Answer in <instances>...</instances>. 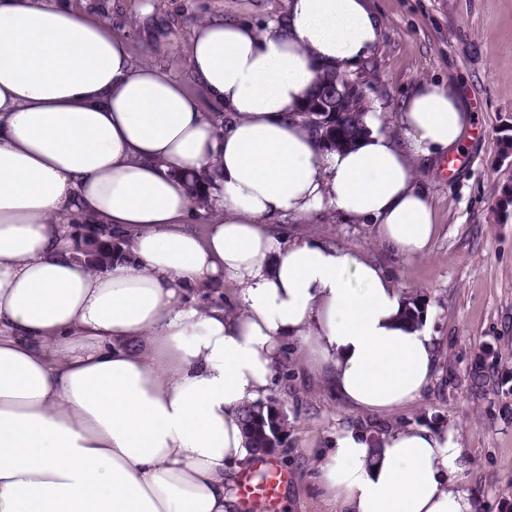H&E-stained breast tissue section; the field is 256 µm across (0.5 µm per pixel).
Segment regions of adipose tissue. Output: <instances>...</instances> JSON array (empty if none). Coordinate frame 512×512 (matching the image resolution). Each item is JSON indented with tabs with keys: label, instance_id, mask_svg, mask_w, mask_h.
Wrapping results in <instances>:
<instances>
[{
	"label": "adipose tissue",
	"instance_id": "ef3b65f1",
	"mask_svg": "<svg viewBox=\"0 0 512 512\" xmlns=\"http://www.w3.org/2000/svg\"><path fill=\"white\" fill-rule=\"evenodd\" d=\"M381 29L367 0H288L257 26L210 17L181 79L68 0H0V512H236L225 474L253 459L240 409L266 399L291 338L352 408L421 398L428 316L412 321L365 253L276 228L331 213L429 254L436 213L414 166L463 151L460 99L419 82L399 135L369 114L336 151L297 115L322 72L370 59ZM75 224L124 236L127 254L91 270ZM227 281L228 303L206 302ZM463 469L460 433L418 426L379 448L338 434L315 479L334 512H476Z\"/></svg>",
	"mask_w": 512,
	"mask_h": 512
}]
</instances>
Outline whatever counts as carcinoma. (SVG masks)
I'll return each mask as SVG.
<instances>
[{"label":"carcinoma","instance_id":"1","mask_svg":"<svg viewBox=\"0 0 512 512\" xmlns=\"http://www.w3.org/2000/svg\"><path fill=\"white\" fill-rule=\"evenodd\" d=\"M335 80L334 73L322 74L302 105L304 112H310L312 108H321L319 112H310V115L302 117V122L326 150L349 145L365 131L363 113L335 112L329 100L323 98L322 91ZM126 247L127 242L114 241L109 237L83 252V261L101 268L110 264L114 255L125 253ZM278 405L279 402L270 397L262 403H247L242 406V425L253 452L258 453L265 448L286 447L288 432L281 430L277 424Z\"/></svg>","mask_w":512,"mask_h":512}]
</instances>
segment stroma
I'll return each instance as SVG.
<instances>
[{"label": "stroma", "instance_id": "obj_1", "mask_svg": "<svg viewBox=\"0 0 512 512\" xmlns=\"http://www.w3.org/2000/svg\"><path fill=\"white\" fill-rule=\"evenodd\" d=\"M112 18L127 34L138 62L186 75L195 27L211 15L277 20L287 0H73ZM383 29L366 66L370 111L385 129L397 127L398 104L422 81L449 87L473 114L465 162L452 175L418 170L432 200L438 232L428 256L409 259L378 242L368 224L333 217L296 224L383 266L394 284L430 315L438 373L417 403L388 413L347 409L322 379L297 360L287 340L271 397L288 414V444L271 460L287 476L278 498L244 501L258 465L229 482L242 498L238 512H326L311 478L318 449L338 433L359 430L379 445L386 432L408 426L460 431L466 450L464 482L482 512H512V0H370ZM483 369L482 386L472 374Z\"/></svg>", "mask_w": 512, "mask_h": 512}]
</instances>
